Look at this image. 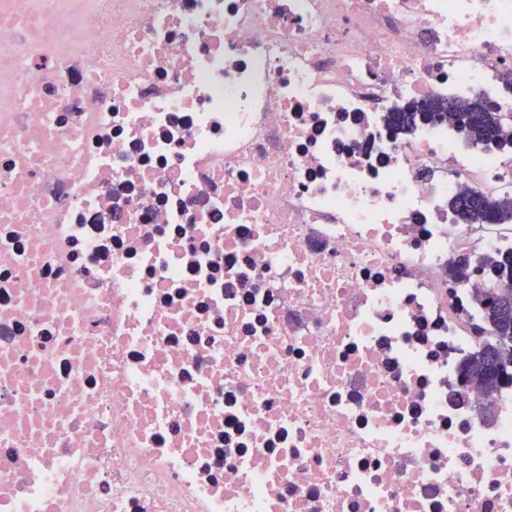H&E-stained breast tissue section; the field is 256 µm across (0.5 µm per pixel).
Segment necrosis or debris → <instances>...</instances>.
Wrapping results in <instances>:
<instances>
[{
  "instance_id": "necrosis-or-debris-1",
  "label": "necrosis or debris",
  "mask_w": 512,
  "mask_h": 512,
  "mask_svg": "<svg viewBox=\"0 0 512 512\" xmlns=\"http://www.w3.org/2000/svg\"><path fill=\"white\" fill-rule=\"evenodd\" d=\"M433 98L512 124V0H0V512H512Z\"/></svg>"
}]
</instances>
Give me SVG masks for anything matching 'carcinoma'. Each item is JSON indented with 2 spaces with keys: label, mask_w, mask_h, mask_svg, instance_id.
<instances>
[{
  "label": "carcinoma",
  "mask_w": 512,
  "mask_h": 512,
  "mask_svg": "<svg viewBox=\"0 0 512 512\" xmlns=\"http://www.w3.org/2000/svg\"><path fill=\"white\" fill-rule=\"evenodd\" d=\"M429 114L451 113L458 129L480 142H491L498 147H512V125L503 121L480 98L458 102L432 99L424 105ZM419 108L391 112L388 123L397 130L413 128ZM457 216L462 211L469 214V223L485 221H512V197L488 198L469 190H461L452 201ZM484 284L472 290V299L478 315L473 323L476 344L464 365L467 382H486L494 387L503 381L512 383V314L505 315L499 307V292L496 285L512 281V253L492 262L483 274Z\"/></svg>",
  "instance_id": "obj_1"
}]
</instances>
